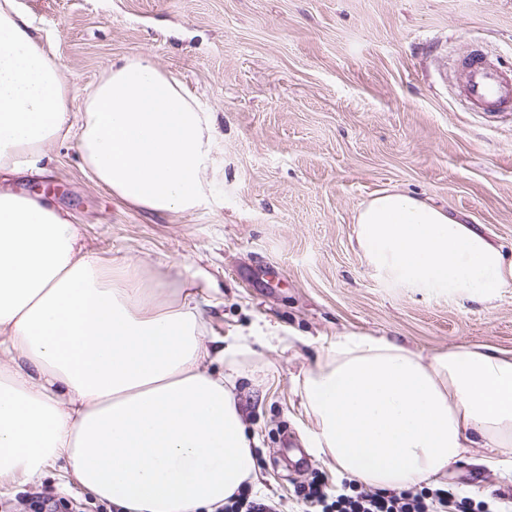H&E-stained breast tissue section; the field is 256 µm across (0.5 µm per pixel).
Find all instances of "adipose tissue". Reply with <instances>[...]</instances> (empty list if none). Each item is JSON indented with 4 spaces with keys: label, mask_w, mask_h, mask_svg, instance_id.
Returning <instances> with one entry per match:
<instances>
[{
    "label": "adipose tissue",
    "mask_w": 512,
    "mask_h": 512,
    "mask_svg": "<svg viewBox=\"0 0 512 512\" xmlns=\"http://www.w3.org/2000/svg\"><path fill=\"white\" fill-rule=\"evenodd\" d=\"M58 64L17 0H0V173L76 137L89 177L158 214L208 199L216 134L145 55L113 62L68 108ZM370 264L408 288L491 299L512 261L446 210L400 189L355 216ZM202 291L150 281L87 249L50 200L0 189V488L47 466L119 512H221L259 482L235 390L262 331L209 336ZM315 457L375 488L436 484L472 448L512 471V353L460 345L424 357L349 332L305 376Z\"/></svg>",
    "instance_id": "adipose-tissue-1"
}]
</instances>
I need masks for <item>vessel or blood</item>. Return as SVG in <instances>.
<instances>
[{"instance_id": "1", "label": "vessel or blood", "mask_w": 512, "mask_h": 512, "mask_svg": "<svg viewBox=\"0 0 512 512\" xmlns=\"http://www.w3.org/2000/svg\"><path fill=\"white\" fill-rule=\"evenodd\" d=\"M460 77L467 98L477 108L495 111L512 106V72L469 53L461 60Z\"/></svg>"}]
</instances>
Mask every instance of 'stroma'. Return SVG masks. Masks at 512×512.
I'll return each instance as SVG.
<instances>
[{
  "mask_svg": "<svg viewBox=\"0 0 512 512\" xmlns=\"http://www.w3.org/2000/svg\"><path fill=\"white\" fill-rule=\"evenodd\" d=\"M51 49L79 111L85 86L124 56H149L213 112L212 191L193 212L128 206L87 175L76 138L41 175L10 181L73 217L83 243L110 260L204 270L217 289L210 335L267 338L237 395L259 441L262 497L300 512L312 477L335 484L302 442L300 391L337 334L386 337L425 356L457 345L512 351V286L490 301L404 288L360 251L354 216L389 188L426 197L512 260V116L471 111L457 58L482 46L512 57V0H18ZM474 448L447 484L472 501L512 487L476 465ZM42 492L111 506L49 468L15 484L0 512H29Z\"/></svg>",
  "mask_w": 512,
  "mask_h": 512,
  "instance_id": "35a3bbf8",
  "label": "stroma"
}]
</instances>
